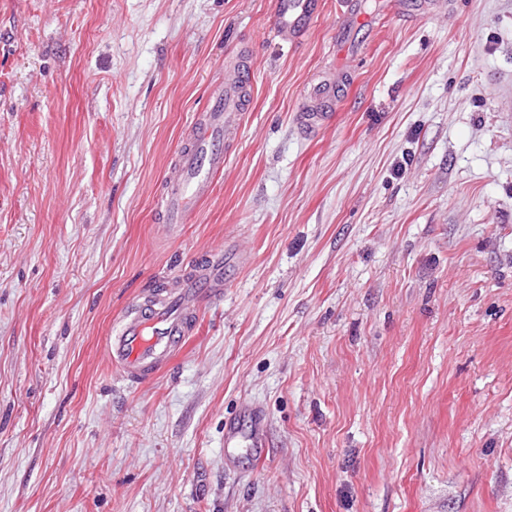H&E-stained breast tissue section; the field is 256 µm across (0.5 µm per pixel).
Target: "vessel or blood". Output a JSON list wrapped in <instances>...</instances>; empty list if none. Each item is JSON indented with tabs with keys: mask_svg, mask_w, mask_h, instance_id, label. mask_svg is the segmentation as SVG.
<instances>
[{
	"mask_svg": "<svg viewBox=\"0 0 512 512\" xmlns=\"http://www.w3.org/2000/svg\"><path fill=\"white\" fill-rule=\"evenodd\" d=\"M306 10V0H275L276 30L294 28ZM250 65L239 64L234 78L211 92V107L197 116L188 144L175 159L176 179L166 182L161 202L166 223L188 220L194 205L212 192L213 177L224 169V143L238 128V114L249 96ZM224 256L214 252L200 265L176 280L162 298L130 304L118 319L106 345L108 358L123 379L138 383L165 369L182 348L202 300L221 296ZM224 424L225 448H248L264 453V433L259 414L249 410L243 419Z\"/></svg>",
	"mask_w": 512,
	"mask_h": 512,
	"instance_id": "obj_1",
	"label": "vessel or blood"
}]
</instances>
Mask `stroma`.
Masks as SVG:
<instances>
[{"label":"stroma","mask_w":512,"mask_h":512,"mask_svg":"<svg viewBox=\"0 0 512 512\" xmlns=\"http://www.w3.org/2000/svg\"><path fill=\"white\" fill-rule=\"evenodd\" d=\"M0 0V512H512V0ZM187 223L160 190L241 54ZM335 119L297 116L320 81ZM224 251L156 379L120 311ZM259 408L267 454L224 450ZM306 0H276L274 27L277 31L293 29L305 13ZM334 117L333 112H314L309 110L308 107H303L302 112L299 114L302 127L305 134L315 135L319 130Z\"/></svg>","instance_id":"obj_1"}]
</instances>
